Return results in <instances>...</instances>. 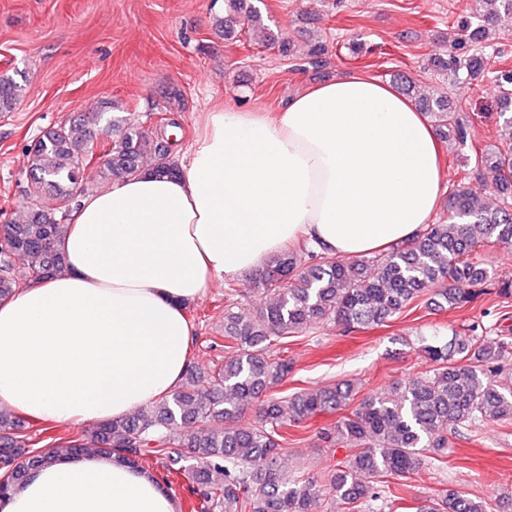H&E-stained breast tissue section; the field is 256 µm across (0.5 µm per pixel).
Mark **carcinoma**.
<instances>
[{
  "mask_svg": "<svg viewBox=\"0 0 512 512\" xmlns=\"http://www.w3.org/2000/svg\"><path fill=\"white\" fill-rule=\"evenodd\" d=\"M470 19L448 34V51L430 59L428 69L451 90L490 81L498 89L501 131L512 141V73L492 71L488 39L498 20L512 15V0H469ZM224 39H235L263 23L253 0H224L215 18ZM266 46L321 73L330 66L328 46L308 36L305 49L281 41L273 31ZM23 85L0 79V112L14 109ZM440 139L467 144V124L453 109L451 95L417 98ZM124 107L101 100L91 112L41 132L25 148L23 206L19 217L0 225V301L23 281H39L66 269L57 241L69 227L80 195L88 191L85 172L102 181L138 174L144 167L175 175L173 151L160 131L127 121ZM110 132L95 156L93 129ZM464 156L465 178L491 180L494 200L461 186L448 199V219L427 224L386 254L344 257L303 240L273 255L254 278L269 303L224 306V361L204 371L188 366L168 397L117 421L64 427L37 426L14 409L0 410V499L25 482L30 471L53 465L65 454L91 452L141 468L150 462L163 490L174 476L189 477L194 512H315L323 494L349 512H398L391 479L419 471L425 458L446 454L448 435L465 426L512 421V382L506 360L512 337L470 335L425 346L432 366L424 374L362 399L322 432L328 446L355 449L350 459L322 478L288 476L283 465L288 430L319 415L347 408L355 391L349 381L291 397L274 389L288 380L287 359L272 347L315 323L343 332L382 325L415 309L425 296L435 306L460 308L479 295L512 296V279H500L476 258L478 250L512 245V148H472ZM24 261L25 277L15 259ZM65 453H59V450ZM415 512H491L489 503L455 490Z\"/></svg>",
  "mask_w": 512,
  "mask_h": 512,
  "instance_id": "carcinoma-1",
  "label": "carcinoma"
}]
</instances>
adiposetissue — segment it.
Segmentation results:
<instances>
[{"instance_id": "obj_1", "label": "adipose tissue", "mask_w": 512, "mask_h": 512, "mask_svg": "<svg viewBox=\"0 0 512 512\" xmlns=\"http://www.w3.org/2000/svg\"><path fill=\"white\" fill-rule=\"evenodd\" d=\"M441 144L415 104L361 72L308 85L276 116L224 107L170 176L82 198L57 247L67 269L0 302V403L103 422L170 395L190 362L186 306L252 277L296 238L345 257L431 223ZM0 512H179L148 473L90 455L33 471Z\"/></svg>"}]
</instances>
